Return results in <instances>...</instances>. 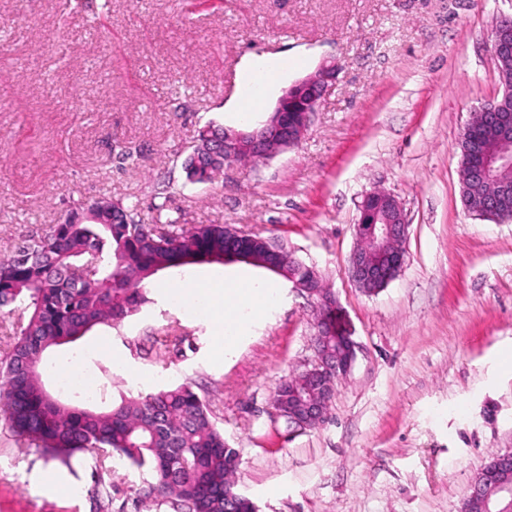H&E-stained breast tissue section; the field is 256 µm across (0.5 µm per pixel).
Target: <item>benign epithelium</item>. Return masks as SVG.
<instances>
[{
    "label": "benign epithelium",
    "instance_id": "obj_1",
    "mask_svg": "<svg viewBox=\"0 0 512 512\" xmlns=\"http://www.w3.org/2000/svg\"><path fill=\"white\" fill-rule=\"evenodd\" d=\"M492 50L496 59L512 57V18L500 20L495 26ZM336 81V65L323 63L314 74L298 80L282 91L272 111L248 130L224 129V146H213L210 154L226 168L255 158L268 159L298 144L308 130L314 114L328 87ZM477 115L492 126L501 147L481 152L471 165L469 176L494 187V193L475 209L477 215L493 217L502 198L512 193V185L498 180L499 170L512 169V86L493 103L480 107ZM378 193L364 196L360 217L355 224L358 246L350 259V275L362 289L375 294L393 281L404 265L401 243L407 236L400 202L384 193L391 209L376 200ZM357 344L335 322L317 327L314 336V358L307 372L316 377L311 395L297 400L292 407L274 404L278 415L288 426L304 428L318 423L325 412L335 381L346 376L357 357ZM484 481L473 484L470 496L483 494V482L496 481L502 497L512 499V481H499L498 475L512 473V453L494 457L481 470Z\"/></svg>",
    "mask_w": 512,
    "mask_h": 512
}]
</instances>
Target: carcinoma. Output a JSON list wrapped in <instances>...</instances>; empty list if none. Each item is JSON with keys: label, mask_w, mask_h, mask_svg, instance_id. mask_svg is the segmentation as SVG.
I'll return each instance as SVG.
<instances>
[{"label": "carcinoma", "mask_w": 512, "mask_h": 512, "mask_svg": "<svg viewBox=\"0 0 512 512\" xmlns=\"http://www.w3.org/2000/svg\"><path fill=\"white\" fill-rule=\"evenodd\" d=\"M208 125L184 161L186 178L210 183L217 177L203 148L211 141ZM460 156L498 147L495 130L479 139L461 134ZM484 183L462 182L473 207L489 192ZM277 241L254 233L241 236L227 224H145L136 207L104 195L70 210L44 235L18 246L0 260V309L21 305L22 319L12 347L0 358V419L19 440L44 459L71 467L79 453H90L101 476L91 491L100 512L110 499L105 461L116 453L146 470L143 497L169 502L176 512H245L248 497L235 489L238 452L211 421L208 404L187 384L121 399L109 411L69 406L54 398L41 381L45 352L74 343L94 326L116 324L149 302L145 288L163 270L224 263L235 248L264 258ZM314 381L305 374L282 382L275 399L303 394Z\"/></svg>", "instance_id": "cac0c4a2"}]
</instances>
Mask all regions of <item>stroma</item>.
Returning a JSON list of instances; mask_svg holds the SVG:
<instances>
[{"label": "stroma", "instance_id": "obj_1", "mask_svg": "<svg viewBox=\"0 0 512 512\" xmlns=\"http://www.w3.org/2000/svg\"><path fill=\"white\" fill-rule=\"evenodd\" d=\"M512 0H0V258L107 193L147 224H231L287 243L335 296L358 344L327 419L287 426L280 382L307 368L317 301L279 281L274 307L219 355L223 324L159 284L120 325L45 355L85 354L101 410L191 383L236 448L258 512H462L480 469L512 452V222L468 211L458 137L503 92L492 52ZM288 58L253 113L327 60L338 76L300 143L207 184L183 161L199 128H239L247 61ZM400 202L399 276L378 293L348 272L362 198ZM109 512H172L112 456ZM54 482H35L34 474ZM92 457L65 467L21 450L0 420V512H97Z\"/></svg>", "mask_w": 512, "mask_h": 512}]
</instances>
